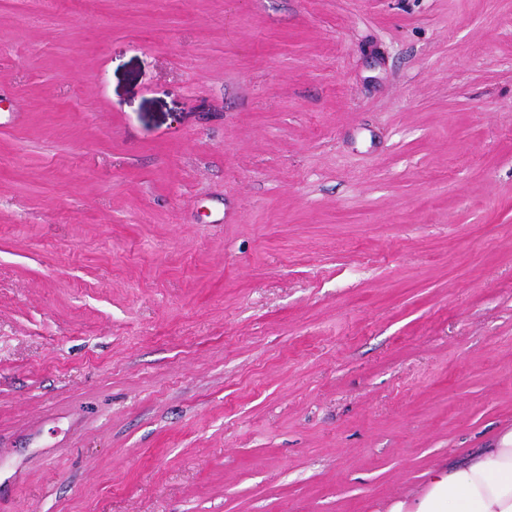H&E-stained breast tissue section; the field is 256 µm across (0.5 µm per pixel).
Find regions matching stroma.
<instances>
[{
  "instance_id": "obj_1",
  "label": "stroma",
  "mask_w": 512,
  "mask_h": 512,
  "mask_svg": "<svg viewBox=\"0 0 512 512\" xmlns=\"http://www.w3.org/2000/svg\"><path fill=\"white\" fill-rule=\"evenodd\" d=\"M512 431V0H0V512H390Z\"/></svg>"
}]
</instances>
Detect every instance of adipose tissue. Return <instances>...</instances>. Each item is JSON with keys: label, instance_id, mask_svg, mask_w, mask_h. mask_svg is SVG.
I'll return each instance as SVG.
<instances>
[{"label": "adipose tissue", "instance_id": "ef3b65f1", "mask_svg": "<svg viewBox=\"0 0 512 512\" xmlns=\"http://www.w3.org/2000/svg\"><path fill=\"white\" fill-rule=\"evenodd\" d=\"M414 512H512V432L437 472Z\"/></svg>", "mask_w": 512, "mask_h": 512}]
</instances>
